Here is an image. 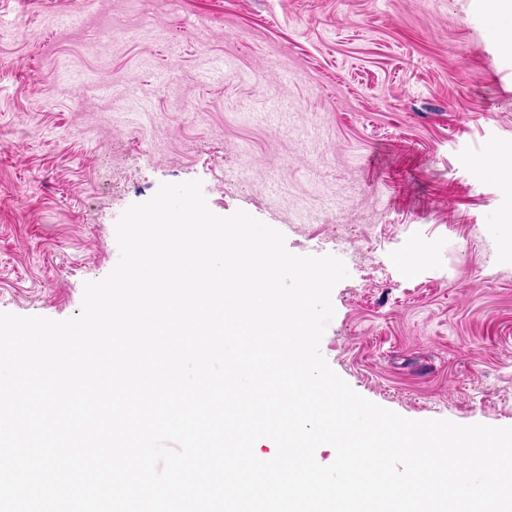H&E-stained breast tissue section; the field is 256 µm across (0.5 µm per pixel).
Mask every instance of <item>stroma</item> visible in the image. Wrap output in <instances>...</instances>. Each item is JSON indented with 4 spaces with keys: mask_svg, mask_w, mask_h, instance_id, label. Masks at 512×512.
Returning a JSON list of instances; mask_svg holds the SVG:
<instances>
[{
    "mask_svg": "<svg viewBox=\"0 0 512 512\" xmlns=\"http://www.w3.org/2000/svg\"><path fill=\"white\" fill-rule=\"evenodd\" d=\"M511 28L482 0H0V312L78 314L122 213L198 180L345 262L320 351L354 391L512 427Z\"/></svg>",
    "mask_w": 512,
    "mask_h": 512,
    "instance_id": "1",
    "label": "stroma"
}]
</instances>
